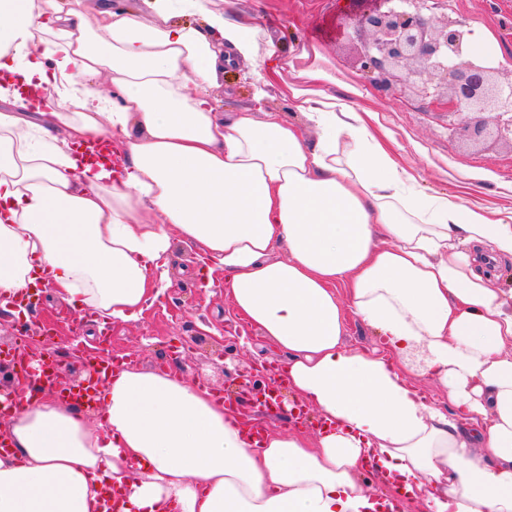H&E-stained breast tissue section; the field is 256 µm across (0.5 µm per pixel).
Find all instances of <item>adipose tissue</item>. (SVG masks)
I'll list each match as a JSON object with an SVG mask.
<instances>
[{"label": "adipose tissue", "mask_w": 512, "mask_h": 512, "mask_svg": "<svg viewBox=\"0 0 512 512\" xmlns=\"http://www.w3.org/2000/svg\"><path fill=\"white\" fill-rule=\"evenodd\" d=\"M189 7L205 26L105 8L95 28L56 0H0V294L42 284L131 320L173 241L196 245L324 427L257 442L206 387L132 367L102 389L101 422L29 390L0 416V512H99L112 484L121 512H376L369 462L413 512H512V289L475 266L479 249L512 259V214L409 192L374 113L327 93L306 49L284 94L315 143L274 112L218 117L220 68L282 79L288 56L248 16ZM106 136L120 170L73 152ZM350 312L384 350L344 346ZM415 347L447 408L409 383Z\"/></svg>", "instance_id": "obj_1"}]
</instances>
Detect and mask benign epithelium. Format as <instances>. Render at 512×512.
<instances>
[{
    "label": "benign epithelium",
    "mask_w": 512,
    "mask_h": 512,
    "mask_svg": "<svg viewBox=\"0 0 512 512\" xmlns=\"http://www.w3.org/2000/svg\"><path fill=\"white\" fill-rule=\"evenodd\" d=\"M422 9L423 0H378L352 16L355 30L364 33L361 71L387 87L398 71L408 82L428 72L437 83L423 85L422 93L448 112L461 136L512 145V79L500 80L498 68L470 57L471 31L464 23L440 24Z\"/></svg>",
    "instance_id": "obj_1"
}]
</instances>
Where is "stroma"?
<instances>
[{
	"label": "stroma",
	"instance_id": "obj_1",
	"mask_svg": "<svg viewBox=\"0 0 512 512\" xmlns=\"http://www.w3.org/2000/svg\"><path fill=\"white\" fill-rule=\"evenodd\" d=\"M424 5L426 14L439 20L469 25L471 55L491 60L503 74L512 73V0H425ZM208 7L229 17L249 10L275 44L317 48L329 76L324 89L348 98L353 107L376 112L391 151L415 177L414 192L427 197L456 194L464 204L494 217L512 213V146L490 140L476 146L463 143L449 130L447 113L432 107L417 87L396 92L365 77L357 61L360 37L346 20L357 9L355 0H208ZM263 75L250 62L226 67L211 90L217 112L255 104L302 123L281 82L264 84ZM349 84L357 87L356 96H347ZM199 265L196 249L174 243L168 285L137 319L109 324L107 342L99 341L92 314L43 298L29 329L50 327L49 341L61 350L79 342L94 354L128 356L137 368L159 371L167 365L189 382L234 397L237 370L278 367L282 356L236 315L223 280L200 287L195 276Z\"/></svg>",
	"mask_w": 512,
	"mask_h": 512
}]
</instances>
